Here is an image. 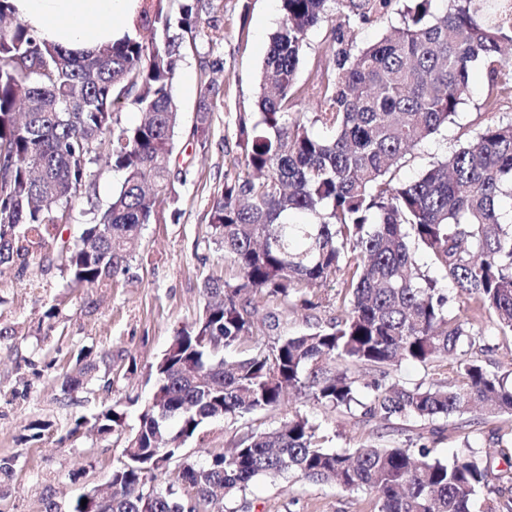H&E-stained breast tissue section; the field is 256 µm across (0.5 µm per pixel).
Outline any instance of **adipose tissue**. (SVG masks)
I'll return each instance as SVG.
<instances>
[{"mask_svg": "<svg viewBox=\"0 0 512 512\" xmlns=\"http://www.w3.org/2000/svg\"><path fill=\"white\" fill-rule=\"evenodd\" d=\"M14 6L44 41L83 48L122 36L134 0H14Z\"/></svg>", "mask_w": 512, "mask_h": 512, "instance_id": "ef3b65f1", "label": "adipose tissue"}]
</instances>
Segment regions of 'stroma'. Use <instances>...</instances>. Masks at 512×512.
Returning a JSON list of instances; mask_svg holds the SVG:
<instances>
[{
  "mask_svg": "<svg viewBox=\"0 0 512 512\" xmlns=\"http://www.w3.org/2000/svg\"><path fill=\"white\" fill-rule=\"evenodd\" d=\"M241 0H211L209 15L219 27L217 38L198 36L184 41L174 80V96L182 113L175 137L173 162L186 174L176 211L155 214L143 227L141 246L127 275L112 287L71 289L59 269L42 272L31 260L24 272L0 274V458L13 456L17 464L8 481L0 483V512H45L56 504L57 512H70L75 499L103 484L122 460L123 442L115 435L73 433L77 417L96 412L101 401L126 395L138 397L128 407L127 424L135 426L141 403L153 391L147 377L167 349L175 332L191 324L203 307L205 279L234 280V268L224 261L210 239L209 212L214 196L224 188L225 174L235 171L237 116L257 109L260 72L271 37L281 22L278 0H250L248 19H241ZM221 59L217 74L219 94L214 101L212 132L205 150L190 143L204 77L205 59ZM487 84L480 68H473L471 92L454 123L442 128L409 155L399 177L411 180L431 162L450 153L465 136L486 124L512 117V100L505 98L495 112L484 111L481 102ZM123 175L101 164L94 165L86 192L71 205L65 237L79 239L119 187ZM320 305L306 310L277 301H256L254 320L270 338L313 331L337 314L341 301L339 282L319 288ZM58 313L52 327L41 323L49 307ZM14 335H6V328ZM487 346L481 356L491 371L512 369V335L500 333L490 319L470 326ZM112 356L111 391H104L100 371H93L90 385L95 398L84 390L63 385L62 376L73 370L79 353ZM301 410L319 423L336 451L364 445L406 447L417 440L419 429L411 421L392 420L367 424L313 405L303 396L288 395L283 406L237 422L215 421L205 440L187 441L193 460L204 461L209 453L233 447L247 431L280 425L289 411ZM49 422L40 440L26 438L33 421ZM457 419L438 418V435L426 436L433 457L453 460L463 443L495 458L491 486L512 488V468L502 463L501 448L492 439L491 426L479 414ZM244 512H373V497L362 490L305 479L260 478L241 497Z\"/></svg>",
  "mask_w": 512,
  "mask_h": 512,
  "instance_id": "stroma-1",
  "label": "stroma"
}]
</instances>
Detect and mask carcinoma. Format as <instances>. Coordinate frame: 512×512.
<instances>
[{
  "mask_svg": "<svg viewBox=\"0 0 512 512\" xmlns=\"http://www.w3.org/2000/svg\"><path fill=\"white\" fill-rule=\"evenodd\" d=\"M123 36L91 51H67L23 22L0 26V272H23L40 255L59 262L73 288L120 281L136 259L141 230L178 202L182 172L172 165L181 112L173 95L180 47L216 25L204 0H138ZM282 23L259 75V111L239 116L242 170L224 178L210 209L211 240L237 271L208 279L202 313L178 331L151 374L149 409L126 437L112 494L84 493L71 512H240L239 496L259 476L294 474L363 489L374 512H473L489 487L493 460L469 443L450 462L417 449L325 447L321 426L299 411L278 427L241 436L203 463L182 445L206 424L273 410L294 389L360 421L432 422L479 411L498 447H512V381L486 369L481 337L448 312L438 279L421 271L422 251L472 311L512 333V120L491 123L412 181L398 173L407 155L452 123L478 65L487 81L481 107L512 98V0H279ZM390 13L378 41L348 33ZM326 27L325 53L297 84L309 34ZM218 87L200 91L191 142L205 148ZM317 102L306 114L294 108ZM142 113L121 127L115 110ZM124 179L80 239L63 238L73 200L98 162ZM306 221L293 223L291 214ZM336 279L342 304L333 321L268 343L255 332L250 296L315 309L303 286ZM253 343L228 366L224 352ZM407 361L433 368L426 382L389 380ZM358 368L374 378L363 383ZM367 401L359 399L360 388ZM120 402L72 432L127 427ZM174 466L164 486L147 485ZM87 500L81 504V500Z\"/></svg>",
  "mask_w": 512,
  "mask_h": 512,
  "instance_id": "carcinoma-1",
  "label": "carcinoma"
}]
</instances>
